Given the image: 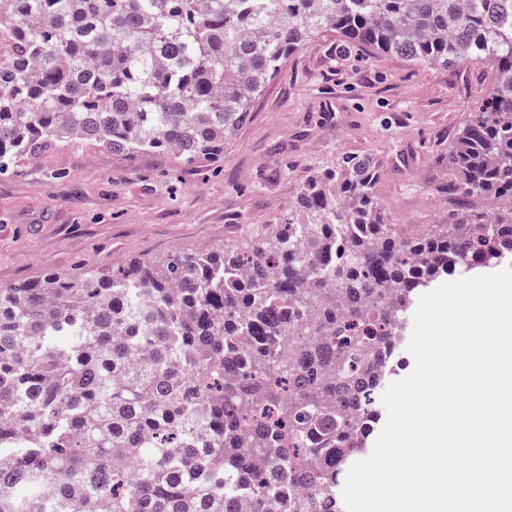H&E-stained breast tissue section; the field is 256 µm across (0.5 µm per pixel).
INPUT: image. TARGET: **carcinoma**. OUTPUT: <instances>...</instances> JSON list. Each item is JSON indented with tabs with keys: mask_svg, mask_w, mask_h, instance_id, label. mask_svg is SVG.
I'll use <instances>...</instances> for the list:
<instances>
[{
	"mask_svg": "<svg viewBox=\"0 0 512 512\" xmlns=\"http://www.w3.org/2000/svg\"><path fill=\"white\" fill-rule=\"evenodd\" d=\"M325 35L491 70L454 218L398 233L347 156L242 248L0 286V512H343L422 289L512 260V0H0V174L71 145L218 158Z\"/></svg>",
	"mask_w": 512,
	"mask_h": 512,
	"instance_id": "obj_1",
	"label": "carcinoma"
}]
</instances>
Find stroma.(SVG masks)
<instances>
[{
    "label": "stroma",
    "instance_id": "1",
    "mask_svg": "<svg viewBox=\"0 0 512 512\" xmlns=\"http://www.w3.org/2000/svg\"><path fill=\"white\" fill-rule=\"evenodd\" d=\"M491 84L479 65L339 58L330 39H315L289 58L223 158L190 165L173 153L57 147L0 175V284L245 244L287 213L303 181L346 156L375 162L376 195L401 233L447 223L448 141Z\"/></svg>",
    "mask_w": 512,
    "mask_h": 512
}]
</instances>
